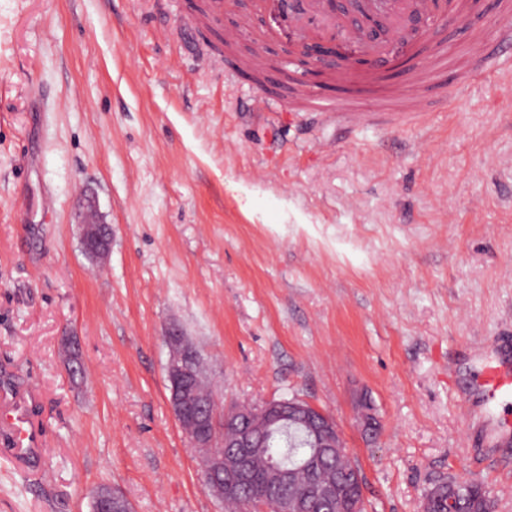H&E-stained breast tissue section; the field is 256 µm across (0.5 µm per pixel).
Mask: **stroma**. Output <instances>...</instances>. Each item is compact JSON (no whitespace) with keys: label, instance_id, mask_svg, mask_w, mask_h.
<instances>
[{"label":"stroma","instance_id":"35a3bbf8","mask_svg":"<svg viewBox=\"0 0 512 512\" xmlns=\"http://www.w3.org/2000/svg\"><path fill=\"white\" fill-rule=\"evenodd\" d=\"M198 3L0 0V410L41 434L22 453L0 427V512H92L102 485L134 512H228L170 409L171 328L220 409L329 414L365 512H420L448 476L512 512V445L461 414L512 333V79L395 127L253 112L223 32L189 38ZM473 26L495 33L492 0L436 29L457 65ZM82 243L95 257L105 256L112 244L111 225L95 221L85 222L82 229Z\"/></svg>","mask_w":512,"mask_h":512}]
</instances>
